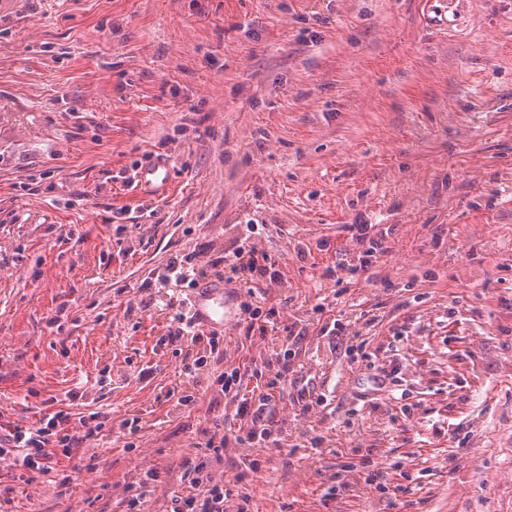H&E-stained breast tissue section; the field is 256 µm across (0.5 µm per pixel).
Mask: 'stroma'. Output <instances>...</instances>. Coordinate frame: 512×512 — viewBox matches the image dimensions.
Here are the masks:
<instances>
[{
    "label": "stroma",
    "mask_w": 512,
    "mask_h": 512,
    "mask_svg": "<svg viewBox=\"0 0 512 512\" xmlns=\"http://www.w3.org/2000/svg\"><path fill=\"white\" fill-rule=\"evenodd\" d=\"M171 173L158 193L139 166ZM277 279L231 284L303 334L278 446L233 450L226 512H512V0H12L0 12V421L109 410L67 493L0 459V512H167L226 410L168 399L185 344L155 309L176 259L243 225ZM354 224L385 253L353 272ZM72 225L74 236L60 228ZM338 333H329L333 323ZM224 328L213 369L275 364ZM401 369V402L373 390ZM316 403L300 412L299 400ZM139 418L128 436L123 424ZM377 470L412 486L340 484Z\"/></svg>",
    "instance_id": "obj_1"
}]
</instances>
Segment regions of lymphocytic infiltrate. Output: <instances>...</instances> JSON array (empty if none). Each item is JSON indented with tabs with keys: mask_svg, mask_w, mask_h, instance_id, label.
<instances>
[{
	"mask_svg": "<svg viewBox=\"0 0 512 512\" xmlns=\"http://www.w3.org/2000/svg\"><path fill=\"white\" fill-rule=\"evenodd\" d=\"M166 270L176 280L192 287L199 280L209 277L247 286L266 277L268 268L260 264L255 244L245 236L232 253L197 264L174 262L168 264ZM172 321L176 325L175 339L187 340L192 345L203 339L208 344L206 354L184 359V390L177 399V405L188 409L197 402L194 387L200 382V372L209 359L219 356V346L224 336L216 331L202 335L188 309L181 303L177 304ZM293 370L292 361L284 357L279 359L278 367L270 377L265 376L261 369L247 367L220 373L215 378L219 392L234 407L230 415L234 427L230 436L221 437L219 443H207V455L194 464L195 476L189 485L174 493L169 512H224V505L233 492L223 482L214 479L212 465L222 462L224 446L231 443L245 465L259 468L260 449L277 444L281 434L275 418L277 403L274 391L279 384L287 381ZM261 378L266 381V391L258 393L250 389V380ZM109 419L110 414L106 411H93L75 417L69 410L61 408L46 414L38 424L9 426L7 433H0V459H10L15 468L27 474L29 481H36L53 471L55 459L72 458L87 441L97 438Z\"/></svg>",
	"mask_w": 512,
	"mask_h": 512,
	"instance_id": "lymphocytic-infiltrate-1",
	"label": "lymphocytic infiltrate"
}]
</instances>
